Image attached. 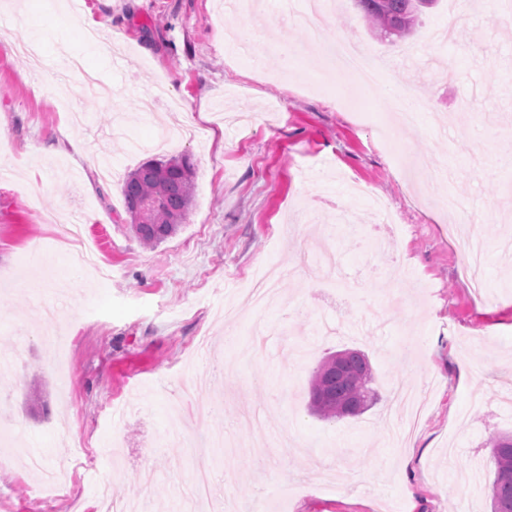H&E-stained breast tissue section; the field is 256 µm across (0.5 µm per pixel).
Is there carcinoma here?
<instances>
[{
	"label": "carcinoma",
	"mask_w": 512,
	"mask_h": 512,
	"mask_svg": "<svg viewBox=\"0 0 512 512\" xmlns=\"http://www.w3.org/2000/svg\"><path fill=\"white\" fill-rule=\"evenodd\" d=\"M364 18L391 40L412 35L416 0H354ZM194 167L186 156L167 161L147 160L123 179L122 193L132 231L151 248L186 223L193 198ZM341 357H324L310 382V413L327 421L350 416L347 408H368L377 394L373 373L361 351L344 349ZM494 479L490 485L491 512H512V433L489 438Z\"/></svg>",
	"instance_id": "cac0c4a2"
}]
</instances>
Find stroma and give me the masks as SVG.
Listing matches in <instances>:
<instances>
[{"label":"stroma","mask_w":512,"mask_h":512,"mask_svg":"<svg viewBox=\"0 0 512 512\" xmlns=\"http://www.w3.org/2000/svg\"><path fill=\"white\" fill-rule=\"evenodd\" d=\"M107 42L88 53L71 28L14 50L20 13L0 8V346L24 342L12 399L28 451L51 468L99 453L56 512H97L100 496L142 494L148 512H190L183 489L213 476L215 512H490L486 442L512 431V26L485 0H439L413 38L373 31L341 0L324 37L360 43L388 64L384 93L347 97L317 73L269 82L227 33L266 34L270 20L225 12L221 0H82ZM118 39H111V30ZM122 57L114 71L113 57ZM393 90L425 104L388 151L379 124ZM160 96L143 117L139 96ZM254 116L243 138L239 117ZM86 156L57 152L63 134ZM188 156V221L153 249L133 233L121 192L142 162ZM448 167L468 205L462 231L483 239L474 293L417 171ZM369 186L356 195L355 183ZM394 212L379 223L376 200ZM111 267L90 279L58 237L74 211ZM264 264L295 266L282 305L254 310L240 281ZM72 343L60 387L45 336ZM364 352L378 398L328 422L308 411L321 359ZM219 399L200 421L198 403ZM206 431L224 444L187 454ZM33 474L0 459V512H34Z\"/></svg>","instance_id":"stroma-1"}]
</instances>
